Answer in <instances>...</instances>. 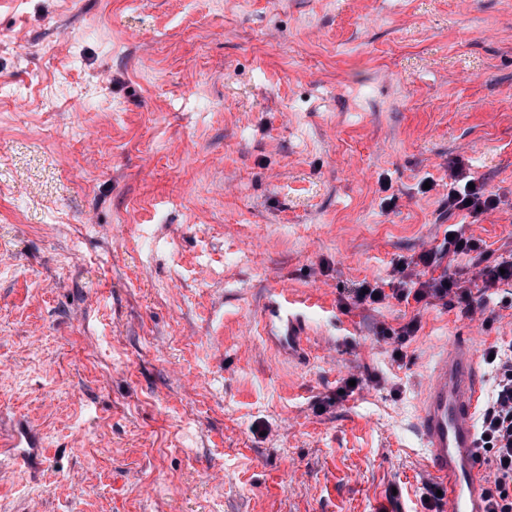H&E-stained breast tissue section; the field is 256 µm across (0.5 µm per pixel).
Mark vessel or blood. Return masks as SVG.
<instances>
[{"instance_id": "obj_1", "label": "vessel or blood", "mask_w": 512, "mask_h": 512, "mask_svg": "<svg viewBox=\"0 0 512 512\" xmlns=\"http://www.w3.org/2000/svg\"><path fill=\"white\" fill-rule=\"evenodd\" d=\"M315 306L313 299L276 289L261 314L262 330L289 358L304 359V316ZM484 395L478 354L468 340L451 336L437 345L419 401L417 430L444 493L443 512H488L490 508L479 479L483 453L477 415ZM41 446L39 433L28 421H16L8 432L0 431V447L15 451L22 462L37 460Z\"/></svg>"}]
</instances>
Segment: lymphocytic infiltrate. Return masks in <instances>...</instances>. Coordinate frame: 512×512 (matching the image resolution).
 Returning <instances> with one entry per match:
<instances>
[{"label": "lymphocytic infiltrate", "instance_id": "lymphocytic-infiltrate-1", "mask_svg": "<svg viewBox=\"0 0 512 512\" xmlns=\"http://www.w3.org/2000/svg\"><path fill=\"white\" fill-rule=\"evenodd\" d=\"M500 203L485 180L471 182L458 172L445 207L465 218L495 210ZM445 232L439 243L393 262L390 288L364 280L349 289V299L367 308L393 299L407 307L439 304L468 313L474 306H488L493 288L512 285V258H493L487 243L474 236L464 221L448 225ZM464 264L477 268L476 281L461 278ZM485 353L491 390L479 411L478 432L484 462L494 473V486L488 491L490 512H512V341L493 344Z\"/></svg>", "mask_w": 512, "mask_h": 512}]
</instances>
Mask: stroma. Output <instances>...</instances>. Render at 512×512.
I'll use <instances>...</instances> for the list:
<instances>
[{
	"label": "stroma",
	"mask_w": 512,
	"mask_h": 512,
	"mask_svg": "<svg viewBox=\"0 0 512 512\" xmlns=\"http://www.w3.org/2000/svg\"><path fill=\"white\" fill-rule=\"evenodd\" d=\"M457 162L508 254L512 0H0V422L42 438L0 512H424L432 350L512 307L342 299L443 236ZM283 285L303 363L243 326ZM418 330V321L413 318L410 321L402 324L397 329L390 328H382L379 336H388L392 338L395 336V343H397V347L392 350L391 357L396 362L403 361L406 354L402 350L403 345L410 339V337L415 336V333ZM397 352H400V355H397Z\"/></svg>",
	"instance_id": "stroma-1"
}]
</instances>
